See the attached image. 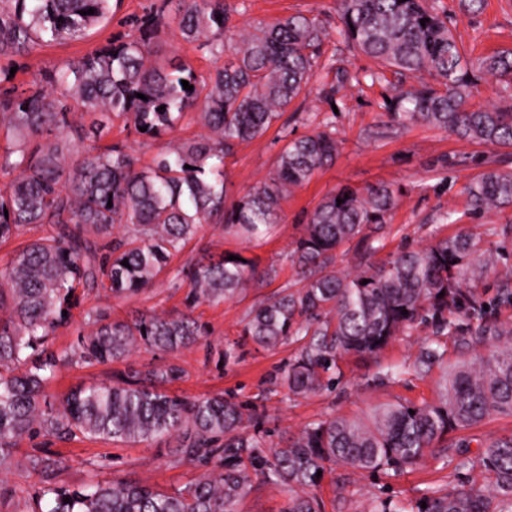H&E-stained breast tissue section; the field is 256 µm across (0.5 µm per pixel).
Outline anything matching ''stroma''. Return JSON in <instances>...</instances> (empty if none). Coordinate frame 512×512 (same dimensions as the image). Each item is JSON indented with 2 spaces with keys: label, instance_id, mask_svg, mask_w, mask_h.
<instances>
[{
  "label": "stroma",
  "instance_id": "1",
  "mask_svg": "<svg viewBox=\"0 0 512 512\" xmlns=\"http://www.w3.org/2000/svg\"><path fill=\"white\" fill-rule=\"evenodd\" d=\"M151 2L114 0L108 18L90 26L84 38L46 43L19 58L16 83L31 81L44 69L77 60L109 38L130 33L126 18L142 13ZM442 2L456 21L454 33L458 43L471 58L512 49V0H484L482 9L467 13L462 11L460 0ZM246 6V12L232 17L236 28L244 29L251 22L289 14L315 15L325 28L319 47L321 60L327 64L337 62L353 72L367 71L376 65L374 59L348 47L340 33L336 0H246ZM151 48L153 55L186 62L199 76L208 75L216 65L209 52L184 41L172 27H161ZM334 80L335 72L328 67L316 72L311 91L288 129L297 137L311 132L324 116L335 115L340 152L331 167L317 171L308 184L295 189L283 201L273 235L247 240L225 232L222 225L205 224L170 263L171 269H175L207 251H238L255 258L260 268L275 269V277L259 287L219 304L197 307L195 314L207 323L210 336L170 358L183 370L182 378L172 386L174 393L190 397L221 393L242 403L265 406V427L275 444L320 418L336 415L361 419L387 402L434 403L443 376L439 366L423 376L411 371L421 348L435 339L430 325L421 324L397 336L378 357H346L341 363L343 377L336 388L306 397L289 395L287 387L274 381L277 371L294 353V344L265 348L242 340L241 321L249 308L297 280L298 270L289 254L308 215L321 199L345 185L363 190L385 183L396 190L397 205L380 232L384 246L370 257L376 263L401 249L424 247L461 229L480 232L483 224L463 215L466 186L487 161L501 160L506 168L512 169V148L470 144L454 134L421 124L397 131L389 129V120L381 107L388 93L387 84L347 86L337 94V106H330L320 89ZM201 131L200 125L193 124L157 138H146L126 133L118 121L108 139L126 141L139 165L146 166L170 145L196 137ZM282 146L274 128L262 137L238 145L224 161L228 200L239 198L268 178ZM454 156L459 158V165L439 173V160ZM447 211L461 214L459 224L438 222L439 213ZM186 292V286H173L169 271H165L149 291L138 297L115 299L102 292L90 293L74 309L70 325L58 330L55 346L68 347L79 333L87 331L89 311L102 310L123 318L148 311L176 312L183 310ZM387 365L405 366L409 372L399 382L388 383L378 377L381 367ZM510 435L512 415L494 414L475 427L449 432L444 438L445 450H434L414 467L369 477L338 467L326 475L316 493L323 503V512H365L369 501L377 496L393 499L411 512L431 488L452 487L466 478L481 480L477 465L480 455L491 441ZM51 448L68 459L67 469L58 478L66 486H80L97 478L136 479L172 491L196 481L204 472L201 465L180 460L174 448L160 443L84 440L55 442ZM95 460L99 461L100 470H93L91 463ZM288 498L287 487L258 482L241 498L237 508L238 512H285Z\"/></svg>",
  "mask_w": 512,
  "mask_h": 512
}]
</instances>
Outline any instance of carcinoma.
Returning <instances> with one entry per match:
<instances>
[{
    "instance_id": "1",
    "label": "carcinoma",
    "mask_w": 512,
    "mask_h": 512,
    "mask_svg": "<svg viewBox=\"0 0 512 512\" xmlns=\"http://www.w3.org/2000/svg\"><path fill=\"white\" fill-rule=\"evenodd\" d=\"M108 2L0 0V59L27 54L47 38L83 37L107 17ZM336 4L341 33L375 59L377 69H337L338 83L323 88L324 97L335 98L352 82L387 83L391 74L394 94L382 108L394 125L420 123L477 145L512 147V105L471 103L478 80L512 75V51L468 58L438 2ZM88 9L94 14H80ZM236 12L230 0H181L170 19L184 40L224 57L206 78L180 62L163 67L151 61V40L164 21L162 8L152 5L134 20L139 36L114 37L21 88L0 86V135L6 140L0 174L10 177L0 187V243L42 224L55 226L0 267V472L21 467L40 483L32 493L0 485V508L18 499L21 512H236L246 490L259 481L293 489L288 512H320L317 472L325 475L334 466L369 475L396 472L421 462L448 432L493 413L512 414V327L473 332L463 322L487 314L474 284L491 272L500 277V300L512 303V267L498 270L502 253L483 245L488 236L512 237V226L459 232L369 266L365 257L379 247L361 233L387 223L396 195L386 184L364 191L343 186L321 200L292 251L299 279L254 305L243 319L242 335L262 346L297 345L282 375L293 396L336 387L344 356L374 357L417 324H431L442 336H470L474 344L499 338L489 354L447 369L437 402L387 404L366 421L315 420L278 446L268 443L262 427L265 409L256 405L246 417L243 404L231 397L170 392L168 386L183 374L170 362L129 365L108 383L61 395L49 391L66 366L122 363L141 348L171 354L210 335L207 324L193 316L196 307L233 298L272 278L274 269L260 270L238 252L233 261L228 252L204 255L175 272V279L189 285L184 311L151 312L131 321L92 311L91 330L79 334L74 346L58 351L52 343L83 296L104 290L127 299L151 289L203 224H222L248 240L270 235L288 191L336 158V114L291 139L282 121L321 67L318 48L325 30L318 18L290 15L226 38ZM424 18L429 22L422 25ZM422 71L433 82L406 83ZM184 80L193 90L183 89ZM76 103L89 123L73 121ZM115 118L138 135L158 137L184 123H197L208 135L139 167L124 143L97 145ZM277 123L285 144L273 175L225 207L224 159ZM465 192V215L473 220L512 208V170L488 165ZM339 198L344 203L337 204ZM351 242L357 267L336 269L337 250ZM445 360L440 343L431 342L413 369L423 375ZM47 437L169 441L183 459L211 463L213 470L173 492L132 479L70 489L57 483L67 460L38 442ZM24 439L32 445L21 453ZM478 465L487 483L437 488L417 512H512V437L493 441Z\"/></svg>"
}]
</instances>
